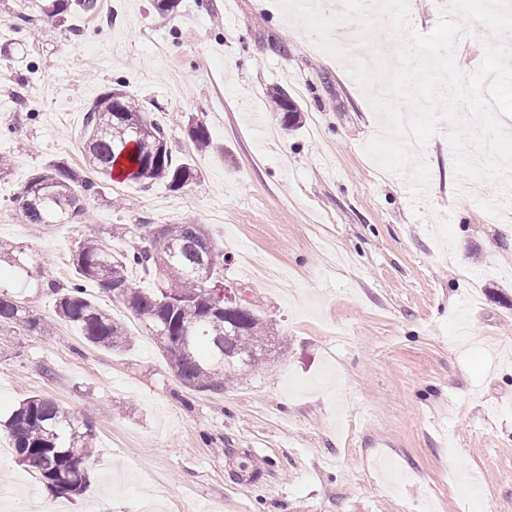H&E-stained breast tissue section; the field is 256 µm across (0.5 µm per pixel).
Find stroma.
I'll use <instances>...</instances> for the list:
<instances>
[{
    "mask_svg": "<svg viewBox=\"0 0 512 512\" xmlns=\"http://www.w3.org/2000/svg\"><path fill=\"white\" fill-rule=\"evenodd\" d=\"M0 0V290L53 317L50 282L74 278L83 240L125 249L128 224H202L218 276L271 323L262 362L223 392L184 387L153 336L111 295L99 306L130 345L109 351L57 321L0 327V423L26 397L94 426L90 485L49 493L0 431V512H512V207L493 217L457 187L438 125L414 218L404 175L363 151L381 114L274 0H96L64 24ZM123 87L168 129L195 183L110 182L85 223H24L16 197L55 158L82 162L92 100ZM301 111L287 130L271 89ZM202 118L223 154H194L178 116ZM450 215L456 241L431 230ZM480 475L472 489L468 474Z\"/></svg>",
    "mask_w": 512,
    "mask_h": 512,
    "instance_id": "obj_1",
    "label": "stroma"
}]
</instances>
